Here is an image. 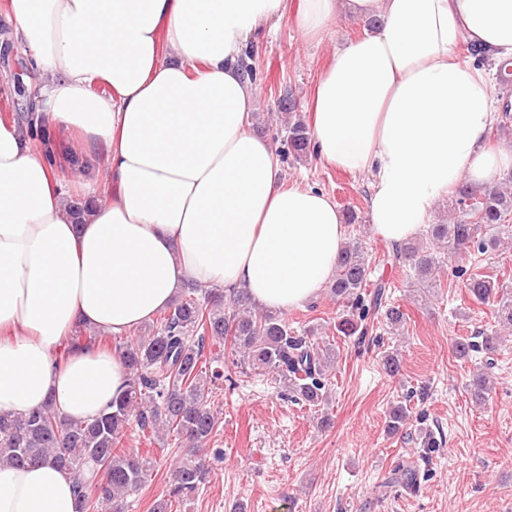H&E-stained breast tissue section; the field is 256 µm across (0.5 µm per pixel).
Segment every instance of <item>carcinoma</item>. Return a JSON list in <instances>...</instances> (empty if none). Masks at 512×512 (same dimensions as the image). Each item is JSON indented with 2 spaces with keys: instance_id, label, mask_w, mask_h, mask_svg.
I'll return each mask as SVG.
<instances>
[{
  "instance_id": "1",
  "label": "carcinoma",
  "mask_w": 512,
  "mask_h": 512,
  "mask_svg": "<svg viewBox=\"0 0 512 512\" xmlns=\"http://www.w3.org/2000/svg\"><path fill=\"white\" fill-rule=\"evenodd\" d=\"M288 155L301 161L314 153L310 130L298 118L288 122ZM450 223L428 225L424 237L395 249L393 257L407 266L414 286L437 287L433 271L444 259L485 254L498 247L512 232V191L495 185L481 192L463 185L450 202ZM367 253L358 241L343 246L329 294L341 308L336 330L363 343L370 311L381 308L386 285L370 283ZM373 287L371 294L365 288ZM466 287L481 303H494L498 322L512 327V290L493 277L472 273ZM103 343L95 332L71 338L64 352L76 346ZM230 345L234 367L271 375L287 398L309 406L327 399V373L334 367L332 344L319 342L315 330L300 332L282 316L263 311L243 290L229 296L189 288L170 308L134 339L116 345L127 369V389L119 404L88 422L69 421L53 399L21 415H0V464L17 467L51 460L77 480L80 512L102 509L125 512L128 498L137 494L152 476L156 461L137 448H116L129 428L150 431L160 441L177 448L170 468L169 498L156 503L153 512H170L172 500L189 497L206 484L210 459H221L224 450L210 448L219 424L212 401L213 389L224 380V354L205 357L208 344ZM501 337L480 332L477 340L455 342L454 353L462 360L476 353L498 351ZM491 364L477 368L467 385L477 403L491 391ZM409 417L408 407L398 403L388 411V429L397 431Z\"/></svg>"
}]
</instances>
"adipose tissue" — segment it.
<instances>
[{
  "label": "adipose tissue",
  "mask_w": 512,
  "mask_h": 512,
  "mask_svg": "<svg viewBox=\"0 0 512 512\" xmlns=\"http://www.w3.org/2000/svg\"><path fill=\"white\" fill-rule=\"evenodd\" d=\"M342 11L382 23L336 44L311 96L312 144L369 176L371 229L401 246L459 182L489 187L512 170L511 149L485 147L487 72L457 53L467 41L512 65V0H7L9 38L48 76L42 116L85 163L105 146L115 189L88 175L63 189L25 130L0 123V414L50 398L90 421L119 400V352L61 354L77 328L121 336L190 284L281 313L326 285L344 216L326 193L282 182L249 128L257 92L239 60L285 14L320 43ZM78 509L68 471L0 465V512Z\"/></svg>",
  "instance_id": "ef3b65f1"
}]
</instances>
